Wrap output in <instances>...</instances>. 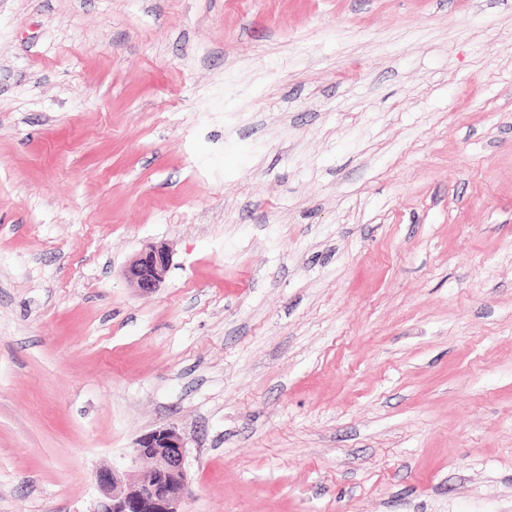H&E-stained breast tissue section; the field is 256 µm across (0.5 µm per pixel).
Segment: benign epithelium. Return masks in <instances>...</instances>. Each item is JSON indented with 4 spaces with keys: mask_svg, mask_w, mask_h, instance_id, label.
<instances>
[{
    "mask_svg": "<svg viewBox=\"0 0 512 512\" xmlns=\"http://www.w3.org/2000/svg\"><path fill=\"white\" fill-rule=\"evenodd\" d=\"M172 262L171 252L163 245L141 250L125 270L129 287L138 293H151L163 283ZM187 443L173 427H159L142 435L131 449L132 455L146 459L128 487L113 469L97 474L101 490L90 512H183L182 503L188 485L185 467Z\"/></svg>",
    "mask_w": 512,
    "mask_h": 512,
    "instance_id": "1",
    "label": "benign epithelium"
}]
</instances>
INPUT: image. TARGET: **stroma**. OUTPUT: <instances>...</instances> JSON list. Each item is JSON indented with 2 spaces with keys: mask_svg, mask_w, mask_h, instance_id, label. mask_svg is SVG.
Instances as JSON below:
<instances>
[{
  "mask_svg": "<svg viewBox=\"0 0 512 512\" xmlns=\"http://www.w3.org/2000/svg\"><path fill=\"white\" fill-rule=\"evenodd\" d=\"M168 425L185 512H512V0H0V512ZM172 262L171 252L163 245H149L141 250L125 270L130 288L151 293L163 283Z\"/></svg>",
  "mask_w": 512,
  "mask_h": 512,
  "instance_id": "1",
  "label": "stroma"
}]
</instances>
